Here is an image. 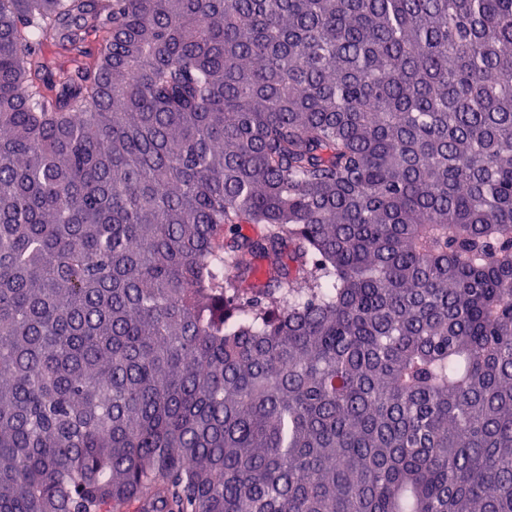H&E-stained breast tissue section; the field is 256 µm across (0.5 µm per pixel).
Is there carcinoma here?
<instances>
[{
  "instance_id": "1",
  "label": "carcinoma",
  "mask_w": 512,
  "mask_h": 512,
  "mask_svg": "<svg viewBox=\"0 0 512 512\" xmlns=\"http://www.w3.org/2000/svg\"><path fill=\"white\" fill-rule=\"evenodd\" d=\"M512 512V0H0V512Z\"/></svg>"
}]
</instances>
